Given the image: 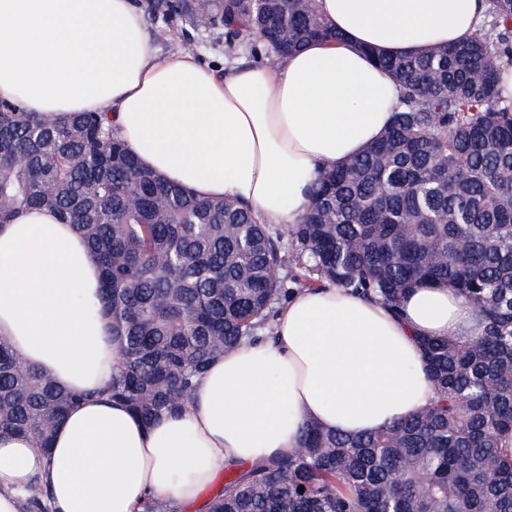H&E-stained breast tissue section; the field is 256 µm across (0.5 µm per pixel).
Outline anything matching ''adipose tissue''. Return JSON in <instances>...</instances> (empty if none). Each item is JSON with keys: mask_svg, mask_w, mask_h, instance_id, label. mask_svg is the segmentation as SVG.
<instances>
[{"mask_svg": "<svg viewBox=\"0 0 512 512\" xmlns=\"http://www.w3.org/2000/svg\"><path fill=\"white\" fill-rule=\"evenodd\" d=\"M486 0H319L340 43L312 42L276 65L156 57L135 0H0V98L52 122L106 112L147 167L193 194L298 223L321 170L362 154L394 119L401 88L371 51L416 55L474 36ZM101 272L73 225L49 209L0 224V337L32 367L84 393L43 452L0 435V512L47 490L51 512L185 507L226 462L287 456L306 423L346 436L428 406L418 341L477 334L455 289L418 284L392 313L328 286L295 292L277 335L216 357L189 405L144 424L105 396L118 363Z\"/></svg>", "mask_w": 512, "mask_h": 512, "instance_id": "obj_1", "label": "adipose tissue"}]
</instances>
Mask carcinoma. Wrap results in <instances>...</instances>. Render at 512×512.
Listing matches in <instances>:
<instances>
[{
  "mask_svg": "<svg viewBox=\"0 0 512 512\" xmlns=\"http://www.w3.org/2000/svg\"><path fill=\"white\" fill-rule=\"evenodd\" d=\"M167 26L202 16L224 53L282 57L338 39L317 0H144ZM488 27L418 55H376L401 86L392 126L325 169L301 223L272 227L230 199L199 198L143 166L103 112L47 125L0 101V224L48 207L83 235L101 269L118 343L108 393L150 424L191 400L209 363L275 334L278 305L303 287L350 288L398 312L429 283L472 305L479 335L420 340L434 397L374 434L306 425L295 451L224 466L207 512H512V0ZM82 395L60 389L0 338V434L48 448ZM426 472L427 481L417 474ZM304 491H298L299 487ZM26 512H48L28 490Z\"/></svg>",
  "mask_w": 512,
  "mask_h": 512,
  "instance_id": "obj_1",
  "label": "carcinoma"
}]
</instances>
